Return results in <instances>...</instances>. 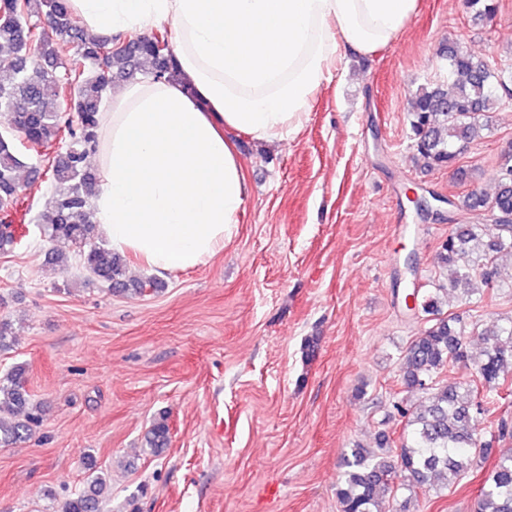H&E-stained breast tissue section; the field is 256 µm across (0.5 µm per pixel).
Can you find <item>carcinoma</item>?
I'll return each mask as SVG.
<instances>
[{
    "mask_svg": "<svg viewBox=\"0 0 512 512\" xmlns=\"http://www.w3.org/2000/svg\"><path fill=\"white\" fill-rule=\"evenodd\" d=\"M467 4L478 19L497 10L494 0ZM442 57L446 80L418 88L407 109L412 160L424 169L454 166L481 137V117L503 99H512V71L457 42L448 43ZM139 75L154 81L176 76L167 29L129 39L88 37L68 0H0V116L8 120L0 131V252L20 245L12 216L23 206V188L37 185L43 176L54 195L53 208L39 217L52 244L50 261L67 269L66 250L75 247L88 279L115 293L161 288L153 278H131L127 259L96 243L93 224L99 176L87 158L97 142L98 113L112 84ZM25 147L44 153V171L28 165ZM495 181L493 195L472 190L457 208L511 217L512 163L499 166ZM465 253L472 260L461 265ZM508 258L512 260L511 224H456L440 243L436 263L447 284L411 293L412 310L424 317L426 326L401 356L403 386L418 401L403 398L394 404L403 429L399 450L384 433L375 449L360 444L350 449L336 479L340 512H382L386 500L415 489L412 478L446 489L512 438V419L504 416L487 438L474 429L477 416L485 412L479 389L500 392L512 366V320L489 326L468 324L457 314L441 315L442 298L450 290L479 303L488 290L499 287L484 270L489 267L496 275ZM469 332L480 340L476 355L469 348ZM13 336L11 321L1 317L0 353L11 350ZM458 366L475 372L479 381L465 387L438 380L444 370ZM25 372V367L13 366L0 373V447L28 440L41 423V408L25 387ZM168 442L163 415L148 430L145 444L158 454ZM109 495L107 475L93 473L87 486L63 503L62 512H100ZM475 512H512V452L499 454Z\"/></svg>",
    "mask_w": 512,
    "mask_h": 512,
    "instance_id": "carcinoma-1",
    "label": "carcinoma"
}]
</instances>
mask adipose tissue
Here are the masks:
<instances>
[{
  "label": "adipose tissue",
  "mask_w": 512,
  "mask_h": 512,
  "mask_svg": "<svg viewBox=\"0 0 512 512\" xmlns=\"http://www.w3.org/2000/svg\"><path fill=\"white\" fill-rule=\"evenodd\" d=\"M94 34L166 23L178 77L113 94L93 161L99 234L155 273L204 264L239 229L246 196L231 131L295 138L350 48L390 43L418 0H70Z\"/></svg>",
  "instance_id": "1"
}]
</instances>
